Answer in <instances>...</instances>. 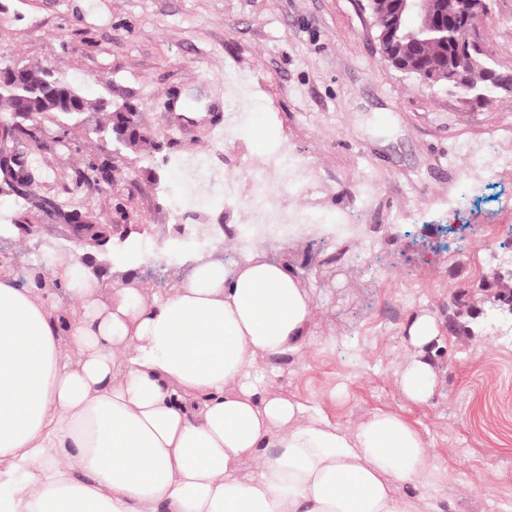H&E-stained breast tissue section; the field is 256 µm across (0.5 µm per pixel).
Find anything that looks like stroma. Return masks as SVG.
I'll use <instances>...</instances> for the list:
<instances>
[{
  "label": "stroma",
  "mask_w": 512,
  "mask_h": 512,
  "mask_svg": "<svg viewBox=\"0 0 512 512\" xmlns=\"http://www.w3.org/2000/svg\"><path fill=\"white\" fill-rule=\"evenodd\" d=\"M476 38L492 66L512 72V0H487ZM52 69L87 99L136 106L152 146L132 151L97 134L96 112L46 119L32 166L43 195L72 185L88 163L112 189H81L86 219L112 227L86 247L70 228L0 184V220L36 225L0 234V257L19 274L46 244L81 253L105 287L120 280L160 292L211 251L191 230L227 241L241 202L196 200L175 209L188 156L238 175L247 160L287 143L314 172V189L290 197L320 217L354 214L360 245L335 260L332 231L279 236L268 257L298 269L315 307L302 351L266 359L271 389L313 418L354 428L378 411L424 436L438 479L402 485L437 512H512V325L473 338L448 332L455 292L512 266V93L469 103L388 66L360 0H0V66ZM228 74L245 90L229 97ZM482 166L464 178L462 163ZM432 315L442 334L426 350L440 371L433 397L410 401L401 375L413 349L407 328Z\"/></svg>",
  "instance_id": "1"
}]
</instances>
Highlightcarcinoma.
I'll return each instance as SVG.
<instances>
[{
	"label": "carcinoma",
	"mask_w": 512,
	"mask_h": 512,
	"mask_svg": "<svg viewBox=\"0 0 512 512\" xmlns=\"http://www.w3.org/2000/svg\"><path fill=\"white\" fill-rule=\"evenodd\" d=\"M443 0H425L419 4L414 19L400 25L394 39L395 53L406 65L418 68L426 66L429 70L445 73L451 67L455 41V30L446 24V15L442 14ZM399 9V0H373L369 7L375 20L377 30L387 26L389 18ZM487 60L466 69L459 84L452 86L459 95H482L491 99L499 94L489 76ZM93 109L105 115V123L95 128V132L106 134L126 148H140L151 144L150 135L138 127L132 120L137 108L131 104L116 105L107 98H101L94 105H89L83 95L69 83L56 78L41 68L35 70L21 65L13 70L0 67V118L11 119L19 113L33 117L28 127H6L0 134V183L9 186L18 197L28 200L37 196L36 177L33 172L21 174L19 164L13 157L14 145L20 141L27 142L29 155H40L42 144L32 133L31 126L42 119L58 115L66 110H73L78 116ZM77 186L94 185L100 191L112 186V176L103 174L91 163L79 172ZM40 206L51 209L57 218L65 224H83L85 219L76 209H65L53 200L43 197ZM482 291L493 293V299L499 302H512V277L498 275L493 280H482L477 285ZM458 305L466 312H455L448 316L454 323V334L472 336L473 329L462 324L458 318L466 315L475 317L473 306L464 301V295H456Z\"/></svg>",
	"instance_id": "carcinoma-1"
}]
</instances>
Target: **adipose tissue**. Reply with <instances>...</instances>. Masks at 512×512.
<instances>
[{
    "label": "adipose tissue",
    "mask_w": 512,
    "mask_h": 512,
    "mask_svg": "<svg viewBox=\"0 0 512 512\" xmlns=\"http://www.w3.org/2000/svg\"><path fill=\"white\" fill-rule=\"evenodd\" d=\"M314 318L259 242L160 293L101 287L72 254L0 272V512H418L400 488L435 467L405 419L344 430L270 389L258 358L299 352ZM409 334L401 385L426 402L439 331Z\"/></svg>",
    "instance_id": "ef3b65f1"
}]
</instances>
